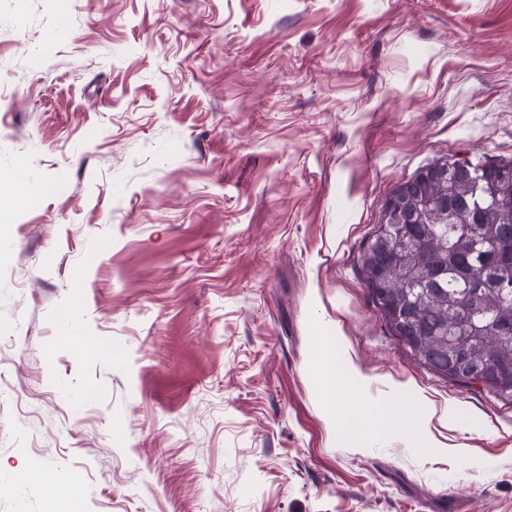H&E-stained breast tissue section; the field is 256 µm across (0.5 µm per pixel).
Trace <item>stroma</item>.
I'll return each instance as SVG.
<instances>
[{
    "label": "stroma",
    "mask_w": 512,
    "mask_h": 512,
    "mask_svg": "<svg viewBox=\"0 0 512 512\" xmlns=\"http://www.w3.org/2000/svg\"><path fill=\"white\" fill-rule=\"evenodd\" d=\"M460 157L512 161V0H0V512H512V402L361 281ZM323 352L468 431L351 447Z\"/></svg>",
    "instance_id": "obj_1"
}]
</instances>
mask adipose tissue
<instances>
[{
  "label": "adipose tissue",
  "mask_w": 512,
  "mask_h": 512,
  "mask_svg": "<svg viewBox=\"0 0 512 512\" xmlns=\"http://www.w3.org/2000/svg\"><path fill=\"white\" fill-rule=\"evenodd\" d=\"M314 376L327 407L340 423V438L354 447H362L374 429L396 426L415 435L420 443L430 440L428 405L412 385H397L389 401L373 411L354 395L364 380L346 356L320 357L314 365Z\"/></svg>",
  "instance_id": "adipose-tissue-1"
}]
</instances>
